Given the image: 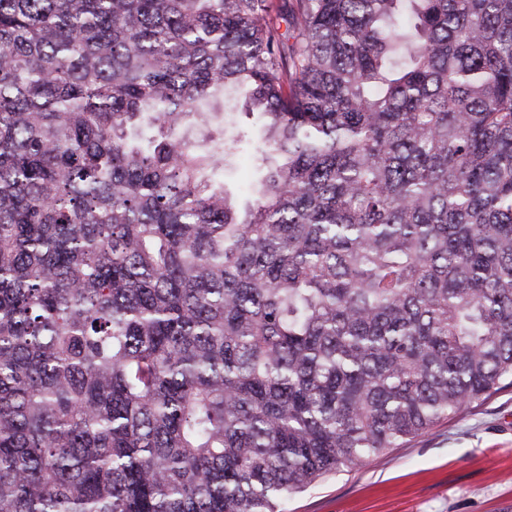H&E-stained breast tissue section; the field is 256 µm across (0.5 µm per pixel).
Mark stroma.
I'll list each match as a JSON object with an SVG mask.
<instances>
[{
    "label": "stroma",
    "instance_id": "obj_1",
    "mask_svg": "<svg viewBox=\"0 0 512 512\" xmlns=\"http://www.w3.org/2000/svg\"><path fill=\"white\" fill-rule=\"evenodd\" d=\"M285 512H512V387L359 469L288 498Z\"/></svg>",
    "mask_w": 512,
    "mask_h": 512
}]
</instances>
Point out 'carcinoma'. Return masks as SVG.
<instances>
[{
  "label": "carcinoma",
  "instance_id": "carcinoma-1",
  "mask_svg": "<svg viewBox=\"0 0 512 512\" xmlns=\"http://www.w3.org/2000/svg\"><path fill=\"white\" fill-rule=\"evenodd\" d=\"M509 384L512 0H0V512H284ZM221 111V115L212 119L206 124H193L187 128L188 136L193 140H206L210 143L219 142L224 139V103L216 105Z\"/></svg>",
  "mask_w": 512,
  "mask_h": 512
}]
</instances>
